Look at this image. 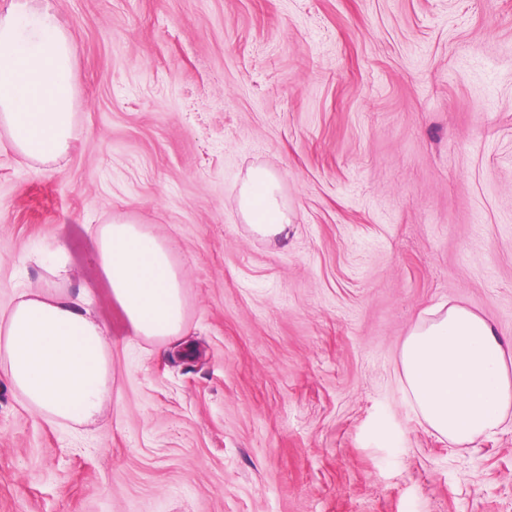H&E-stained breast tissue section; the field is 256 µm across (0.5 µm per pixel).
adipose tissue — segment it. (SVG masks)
Returning a JSON list of instances; mask_svg holds the SVG:
<instances>
[{"mask_svg": "<svg viewBox=\"0 0 512 512\" xmlns=\"http://www.w3.org/2000/svg\"><path fill=\"white\" fill-rule=\"evenodd\" d=\"M77 46L51 0H11L0 11V131L35 163L58 161L78 134ZM238 208L259 235L280 240L290 217L276 175L250 168ZM92 262L133 336L153 341L185 333L183 272L165 238L119 217L98 225ZM17 289L0 311V380L41 415L84 423L112 391L110 338L71 271ZM401 362L417 415L457 447L494 434L512 418V361L492 324L461 307L431 310L406 336Z\"/></svg>", "mask_w": 512, "mask_h": 512, "instance_id": "1", "label": "adipose tissue"}]
</instances>
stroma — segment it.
Here are the masks:
<instances>
[{
    "mask_svg": "<svg viewBox=\"0 0 512 512\" xmlns=\"http://www.w3.org/2000/svg\"><path fill=\"white\" fill-rule=\"evenodd\" d=\"M79 137L0 132V310L63 249L116 341L60 424L0 381V512H512V422L418 419L401 347L458 305L512 345V0H52ZM272 170L292 226L236 199ZM128 217L182 267L187 342L125 339L90 260ZM238 209L259 235L281 240L288 237L290 217L276 175L266 167L250 168L238 196Z\"/></svg>",
    "mask_w": 512,
    "mask_h": 512,
    "instance_id": "1",
    "label": "stroma"
}]
</instances>
